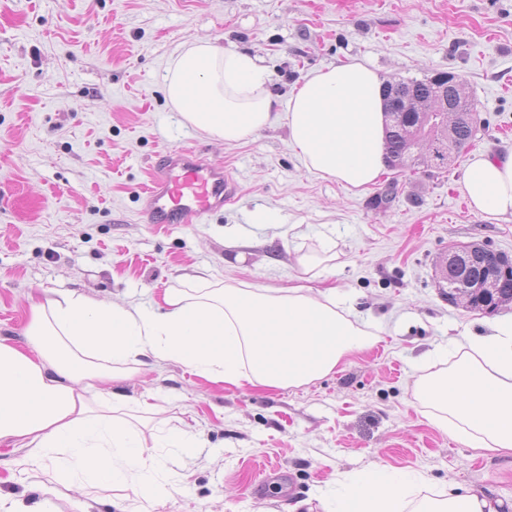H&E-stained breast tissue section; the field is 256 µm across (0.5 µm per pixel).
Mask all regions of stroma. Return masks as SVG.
I'll return each instance as SVG.
<instances>
[{
	"instance_id": "35a3bbf8",
	"label": "stroma",
	"mask_w": 512,
	"mask_h": 512,
	"mask_svg": "<svg viewBox=\"0 0 512 512\" xmlns=\"http://www.w3.org/2000/svg\"><path fill=\"white\" fill-rule=\"evenodd\" d=\"M197 37L256 56L282 100L351 58L394 82L455 73L477 103L476 136L444 167L388 169L344 190L301 165L284 120L233 145L183 121L163 76ZM176 146L234 170L239 198L203 220L144 223L139 193ZM475 150H512V0H0V340L25 345L30 300L59 291L150 303L192 277L293 285L296 247L329 237L339 258L310 285L346 294L352 314L382 324L381 341L300 388L214 384L180 364L120 383L127 410L149 401L155 424L203 439L190 458L164 449L183 480L151 512H327L365 468L510 505L512 456L437 428L412 396L429 352L459 327L482 333L512 316L511 304L449 302L438 284L454 247L512 256V217L460 205ZM393 180L397 199L373 206ZM21 454L0 444V496L31 504L42 495L15 473ZM268 461L278 474L255 487Z\"/></svg>"
}]
</instances>
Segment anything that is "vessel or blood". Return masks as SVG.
<instances>
[{"label": "vessel or blood", "mask_w": 512, "mask_h": 512, "mask_svg": "<svg viewBox=\"0 0 512 512\" xmlns=\"http://www.w3.org/2000/svg\"><path fill=\"white\" fill-rule=\"evenodd\" d=\"M156 173L142 191V215L149 224H182L222 210L237 196L240 185L233 171L207 161L193 147L160 153Z\"/></svg>", "instance_id": "b4317fda"}]
</instances>
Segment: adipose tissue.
<instances>
[{
	"mask_svg": "<svg viewBox=\"0 0 512 512\" xmlns=\"http://www.w3.org/2000/svg\"><path fill=\"white\" fill-rule=\"evenodd\" d=\"M256 57L208 38L172 56L163 91L186 123L233 144L271 124L279 100ZM384 81L351 60L316 71L294 89L284 114L290 145L302 165L346 190L374 184L383 173ZM471 208L512 216V153L474 152L463 182ZM336 258L300 253L304 284L248 286L208 281L166 289L162 303L115 304L73 292L32 304L27 347L0 341V443L22 449L16 461L32 478L87 494L125 492L120 512H148L176 491L179 476L146 444L154 405L117 414L114 382L145 362L182 364L199 377L235 387L297 388L331 374L351 353L378 341L379 326L359 321L336 289L312 292L307 280ZM435 350L439 369L412 388L431 423L471 447L512 456V318L489 334ZM417 483L376 470L354 473L333 512H497L486 497L455 486L417 497Z\"/></svg>",
	"mask_w": 512,
	"mask_h": 512,
	"instance_id": "obj_1",
	"label": "adipose tissue"
}]
</instances>
